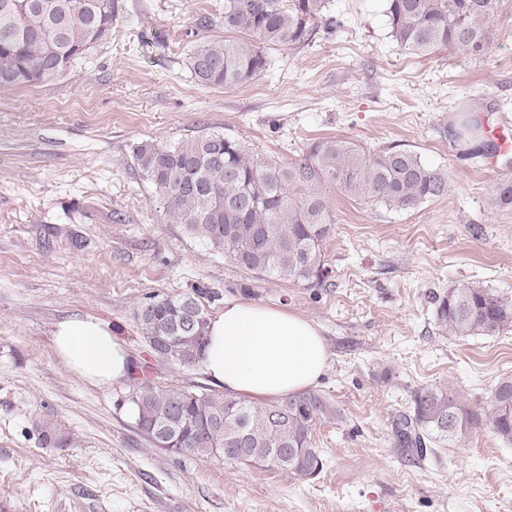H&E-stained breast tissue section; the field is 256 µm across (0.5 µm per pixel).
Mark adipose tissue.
Instances as JSON below:
<instances>
[{
	"label": "adipose tissue",
	"mask_w": 512,
	"mask_h": 512,
	"mask_svg": "<svg viewBox=\"0 0 512 512\" xmlns=\"http://www.w3.org/2000/svg\"><path fill=\"white\" fill-rule=\"evenodd\" d=\"M53 347L67 369L90 385L108 388L128 374L125 342L96 318L60 322ZM327 361L325 341L308 319L232 300L209 323L202 364L217 386L262 401L315 385Z\"/></svg>",
	"instance_id": "ef3b65f1"
}]
</instances>
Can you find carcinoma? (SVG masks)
<instances>
[{
	"instance_id": "carcinoma-1",
	"label": "carcinoma",
	"mask_w": 512,
	"mask_h": 512,
	"mask_svg": "<svg viewBox=\"0 0 512 512\" xmlns=\"http://www.w3.org/2000/svg\"><path fill=\"white\" fill-rule=\"evenodd\" d=\"M398 47L418 55L441 48L477 55L488 45L497 0H385ZM325 0H224V30L238 39L205 41L189 56L202 86L244 84L266 65L264 47H290L313 39L340 20L324 13ZM116 0H0V88L50 82L112 31ZM134 162L151 184L166 215L207 250L227 256L263 280H292L311 288L328 274L324 246L334 216L326 189L407 212L448 193V171L428 165L413 150L388 145L367 152L340 138L311 143L286 168L249 152L235 137L205 132L177 144L143 143ZM492 205L512 212V178L491 189ZM193 294L146 298L137 311L144 341L156 360L190 367L207 342L209 314ZM436 320L451 336H496L512 326V298L492 288H453L434 299ZM127 402L136 426L157 449L202 459L275 467L291 476H316L320 449L316 426L331 416L316 391L255 404L198 385L137 379ZM469 420L452 385L421 388L412 411L397 418L395 443L424 457L429 445L462 434ZM486 423L512 441V375L501 377L488 404ZM43 442L67 448L73 439L51 424L38 425Z\"/></svg>"
}]
</instances>
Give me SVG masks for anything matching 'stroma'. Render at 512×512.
Instances as JSON below:
<instances>
[{"label": "stroma", "instance_id": "stroma-1", "mask_svg": "<svg viewBox=\"0 0 512 512\" xmlns=\"http://www.w3.org/2000/svg\"><path fill=\"white\" fill-rule=\"evenodd\" d=\"M326 5L340 29L266 48L243 85H199L188 66L198 43L224 39V0H118L110 36L65 76L0 89V512H512V443L485 422L512 375V328L450 336L433 302L460 287L512 295V213L490 203L507 169L464 158L447 134L474 110L512 123V0H497L478 56L401 50L385 0ZM212 131L282 166L325 138L398 144L446 168L448 193L395 212L328 189L327 282L257 280L171 223L133 160L139 144ZM198 286L209 316L243 300L320 327L316 390L339 416L313 432L317 476L162 452L122 406L148 366L210 386L203 365H155L135 318L149 295ZM75 316L126 342L129 378L100 389L68 371L53 334ZM449 384L470 413L463 433L423 458L397 448L415 390ZM38 418L75 447L43 444Z\"/></svg>", "mask_w": 512, "mask_h": 512}]
</instances>
